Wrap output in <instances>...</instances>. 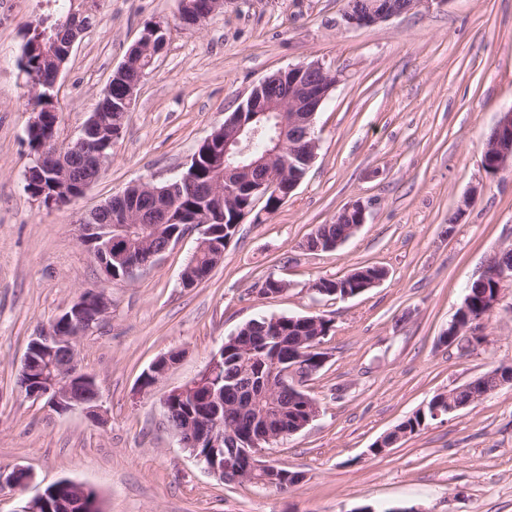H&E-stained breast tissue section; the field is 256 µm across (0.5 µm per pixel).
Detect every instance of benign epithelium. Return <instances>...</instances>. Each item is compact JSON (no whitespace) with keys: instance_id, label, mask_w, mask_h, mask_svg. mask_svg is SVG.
Segmentation results:
<instances>
[{"instance_id":"benign-epithelium-1","label":"benign epithelium","mask_w":512,"mask_h":512,"mask_svg":"<svg viewBox=\"0 0 512 512\" xmlns=\"http://www.w3.org/2000/svg\"><path fill=\"white\" fill-rule=\"evenodd\" d=\"M442 4L447 0H410L407 7H391V0H351L344 12V20L349 25L365 26L375 24L390 17L403 14L422 3ZM167 42V29L155 23L148 25L139 40L129 49L125 61L113 74L110 84L124 78L132 63L147 54H160L156 47ZM141 81L129 82L124 87L119 104L110 102L111 89H106L96 111L82 127L81 134L72 142L60 145L55 138L44 140L37 149L38 167L52 169L56 175L55 192L71 202L80 198L105 168L109 156L105 149L116 144L122 132L124 116L130 111L135 93ZM336 85L335 74L319 62L280 70L253 88L247 102L241 104L236 113L224 120V170L209 182L206 198L224 196L231 200L238 193V175L255 168H265L264 176L252 184L250 193L258 194V199H266L268 194L288 200L289 196L303 180L304 173L297 169L303 163L311 165L316 157L317 140L312 138L311 129L316 112ZM256 112L275 121L274 139L280 144V156L249 160L250 142L259 130H246L243 115ZM499 136L486 144L484 154L496 163L500 170L512 162V107L501 112L497 123ZM342 214L354 218L353 230H358L366 222V207L355 202L342 210ZM138 222L135 198L124 191L112 197L106 204L92 209L80 217L81 244L90 248L91 255H100L103 262L99 267L103 273V283L116 281L106 263L113 260L121 265L124 276L131 279L135 271L145 267V263L132 257L125 242L132 231L131 225ZM200 231L194 255L211 247L224 252V240L216 239V234L206 224L189 219ZM491 277L496 282L493 294H485L486 313H491L497 304L501 291L512 282V270L500 267L494 272L484 271L482 278ZM385 279V272L377 278L345 291L312 288V291L332 296L339 293L350 298L378 285ZM110 301L105 288L97 287L83 291L80 296L65 308L52 322L49 329L34 336L27 348L20 373L19 386L29 398L46 400L48 407L58 413L73 410L84 412L94 421L102 420V408L95 378L85 372L75 350L78 338L90 331L106 314ZM272 334L265 341L274 343L270 357L259 365L258 386L261 394L273 402L277 393L290 389L305 402L307 419L295 426L286 427L279 423L268 425L258 431L242 432L234 426L224 424L223 394L214 389L212 381L224 369V351L214 354L206 368L190 382L168 392L162 404L166 417L170 418L178 410V404L190 401L193 404L206 402L209 407L199 408L194 419H182L181 426L174 431L180 447L190 451L201 468L229 483L247 484L261 489L274 490L286 484L293 485L300 479L297 473L265 459L263 451L301 432L319 414L317 401L305 394V383L317 374L327 363L324 355V336H312L304 341L306 347L288 349V344L279 335L278 317H272ZM176 357L163 356L157 359L145 373L141 388H148L147 382H155L174 365ZM464 389L471 392L463 403L453 400L448 391L436 395L429 403L430 415L438 419L459 409L470 406L487 396L485 392L474 390V385L466 384ZM234 452L227 454L224 448ZM71 493L55 498V503L47 502L43 492L29 500L19 512H42V508L55 506L59 512H83L82 502L88 494V487L80 483L67 485Z\"/></svg>"}]
</instances>
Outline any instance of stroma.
<instances>
[{
    "label": "stroma",
    "mask_w": 512,
    "mask_h": 512,
    "mask_svg": "<svg viewBox=\"0 0 512 512\" xmlns=\"http://www.w3.org/2000/svg\"><path fill=\"white\" fill-rule=\"evenodd\" d=\"M347 0H227L199 27L178 0H0V512H20L47 486L93 487L104 512H512V384L427 421L381 456L370 447L438 393L512 365V286L466 350L440 336L467 287L512 249V164L491 175L483 149L512 107V0H446L364 27ZM88 11L54 89L56 140L76 139L144 26L167 43L134 97L112 158L85 194L45 207L25 188L33 118L21 64L31 22ZM317 61L337 83L314 116L317 155L271 214L238 224L224 260L198 285L181 274L199 237L187 230L130 280L107 286L106 316L77 343L102 397L104 423L60 415L21 393L33 336L103 276L79 240L81 215L143 180L183 172L200 144L272 73ZM360 201L367 220L339 248L308 235ZM362 265L387 278L345 300L311 291ZM282 294L259 295L267 278ZM263 316H322L330 358L308 382L320 406L300 433L269 449L303 473L287 492L220 482L179 447L162 398L194 379L225 339ZM179 359L147 393L160 356Z\"/></svg>",
    "instance_id": "stroma-1"
}]
</instances>
